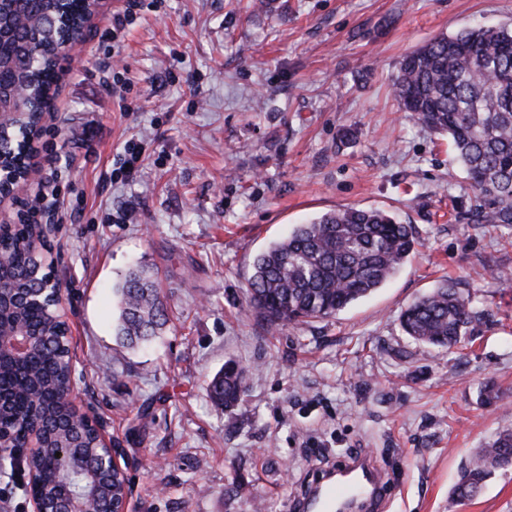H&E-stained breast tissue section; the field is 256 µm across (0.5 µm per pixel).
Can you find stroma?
Listing matches in <instances>:
<instances>
[{
	"mask_svg": "<svg viewBox=\"0 0 512 512\" xmlns=\"http://www.w3.org/2000/svg\"><path fill=\"white\" fill-rule=\"evenodd\" d=\"M61 60L35 141L37 195L66 219L50 240L72 329L77 404L128 457L133 512H300L349 456L389 485L387 512H512V469L469 501L466 464L512 429V225L456 220L470 191L445 137L392 94L402 57L439 34L512 26V0H112ZM352 139H343L345 130ZM135 144L133 179L112 171ZM379 208L416 251L337 315L271 327L254 311V256L301 223ZM158 272L168 324L115 334L131 264ZM443 279L484 318L452 350L415 343L402 310ZM249 371L227 410L207 384ZM498 397L487 401L486 386Z\"/></svg>",
	"mask_w": 512,
	"mask_h": 512,
	"instance_id": "stroma-1",
	"label": "stroma"
}]
</instances>
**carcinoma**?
Masks as SVG:
<instances>
[{
  "label": "carcinoma",
  "instance_id": "1",
  "mask_svg": "<svg viewBox=\"0 0 512 512\" xmlns=\"http://www.w3.org/2000/svg\"><path fill=\"white\" fill-rule=\"evenodd\" d=\"M95 5L96 0H0V81L24 87L29 96L28 106L0 135V166L16 173L26 165L34 114L52 107L57 48L69 32L82 36ZM393 92L412 120L453 144L472 192L464 215L482 224H512V27H467L432 38L402 58ZM31 229L18 224L0 238V253L11 260L7 281L28 295L5 320L39 336L24 362H0V429L19 443L36 427L56 448L69 441L72 414L63 397L71 371L53 304L52 263L30 255ZM415 245L410 225L388 211L350 207L323 213L255 256L250 303L272 326L331 317L383 287ZM118 293L116 335L130 345L158 335L167 317L153 277L133 267ZM479 320L471 300L448 279L400 315L403 332L415 342L446 349L471 335ZM247 379L244 368L227 362L209 382L210 396L231 408L245 393ZM81 429L74 467L54 471L32 461L27 470L50 501L67 485L78 495L94 487L107 505L125 493L126 477L114 479L99 470L98 435L84 425ZM507 457L512 459L511 429L470 462L466 481L454 487L455 498L478 496L498 470L496 463Z\"/></svg>",
  "mask_w": 512,
  "mask_h": 512
}]
</instances>
